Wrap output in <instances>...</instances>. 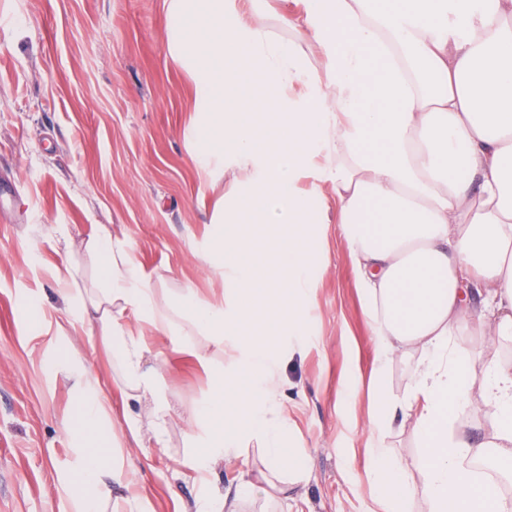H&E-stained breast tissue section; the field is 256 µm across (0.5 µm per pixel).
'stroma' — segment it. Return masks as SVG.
<instances>
[{
    "label": "stroma",
    "mask_w": 512,
    "mask_h": 512,
    "mask_svg": "<svg viewBox=\"0 0 512 512\" xmlns=\"http://www.w3.org/2000/svg\"><path fill=\"white\" fill-rule=\"evenodd\" d=\"M166 0H0V512H76L79 422L56 374L66 343L52 271L72 266L90 286L98 268L83 244L98 225L125 238L159 298L193 290L218 302L207 260L221 170L192 160L195 89L167 49ZM318 282L305 336L281 339L278 370L286 447L303 454L305 482L247 501L244 512H372L364 449L375 338L362 314L336 225L323 228ZM161 390L184 413L213 380L180 337L162 345ZM113 455L134 484L113 486L121 512H186L214 489L265 472L250 443L207 480L184 466L190 428L163 444L127 437L117 389L108 392Z\"/></svg>",
    "instance_id": "obj_1"
}]
</instances>
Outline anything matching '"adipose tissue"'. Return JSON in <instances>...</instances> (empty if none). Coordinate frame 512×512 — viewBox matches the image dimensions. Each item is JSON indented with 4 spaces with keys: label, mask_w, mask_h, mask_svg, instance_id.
<instances>
[{
    "label": "adipose tissue",
    "mask_w": 512,
    "mask_h": 512,
    "mask_svg": "<svg viewBox=\"0 0 512 512\" xmlns=\"http://www.w3.org/2000/svg\"><path fill=\"white\" fill-rule=\"evenodd\" d=\"M289 2L281 13L265 0H169L168 51L207 114L192 130L195 161L224 166V221L207 254L223 303L160 300L102 224L86 244L102 278L81 288L73 273L57 277L68 320L95 318L140 446L162 442L174 409L133 324L163 337L188 321L200 334L183 342L203 362L232 337L242 357L231 372L212 369V394L192 416L206 446L185 465L213 472L252 438L270 474L299 481L307 464L284 447L279 339L303 334L325 272L315 238L337 225L380 359L421 355L407 399L372 388L373 426L410 423L421 446L418 486L388 449L370 447L379 512H406L417 495L428 512H512L478 467L491 457L512 476V366L492 358L478 380L470 352L449 347L464 333L491 352L512 336V0ZM311 175L330 194L304 189ZM62 378L81 414V512H104L113 485L129 483L122 465L89 452L112 418L106 383L72 340ZM144 400L145 418L133 409ZM462 416L483 420L482 434L455 431Z\"/></svg>",
    "instance_id": "1"
}]
</instances>
